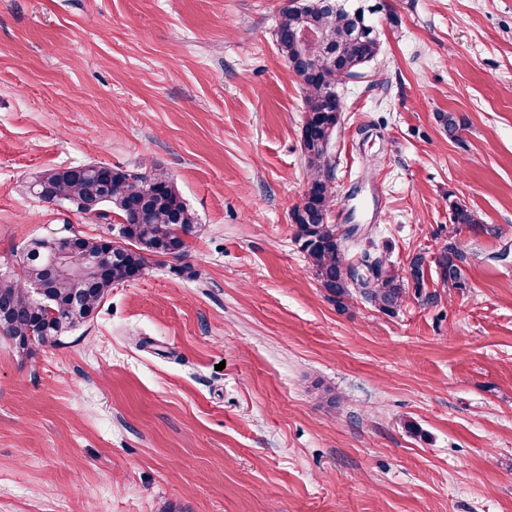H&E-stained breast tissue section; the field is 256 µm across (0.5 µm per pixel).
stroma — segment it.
<instances>
[{
	"instance_id": "1",
	"label": "stroma",
	"mask_w": 512,
	"mask_h": 512,
	"mask_svg": "<svg viewBox=\"0 0 512 512\" xmlns=\"http://www.w3.org/2000/svg\"><path fill=\"white\" fill-rule=\"evenodd\" d=\"M287 3L0 0V270L117 236L32 196L51 168L164 173L200 227L191 274L152 258L60 344L0 338V512H512V0H366L329 221L401 268L452 234L469 256L466 290L393 315L337 311L294 241ZM449 208L450 222L454 226V231H458L461 227H466L469 230L484 231V224H479L473 211H471L466 205L454 201L450 203Z\"/></svg>"
}]
</instances>
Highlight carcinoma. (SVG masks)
I'll return each mask as SVG.
<instances>
[{"label": "carcinoma", "mask_w": 512, "mask_h": 512, "mask_svg": "<svg viewBox=\"0 0 512 512\" xmlns=\"http://www.w3.org/2000/svg\"><path fill=\"white\" fill-rule=\"evenodd\" d=\"M371 27L369 17L357 18L349 10L336 11L319 7L303 15L285 7L275 32L279 53L297 77L305 92L300 130V149L307 170L311 196L304 206L291 211L294 239L317 280L330 300L346 309L358 296L373 303L385 314H394L404 303L409 288L424 296L428 304L438 302L435 293L422 294L426 287V257L415 254L410 260L413 270L404 271L391 264L388 256L363 251L357 261L364 265L363 275L352 285L345 270L351 264L349 252L355 245L358 228L340 232L339 225L327 222L335 204L331 185L332 163L322 148L332 128L336 127V105L326 97L336 85V75L347 70L352 78L361 77L360 69L374 60L380 50L376 37L357 34L359 23ZM308 25L322 40L310 47L314 56L313 73L299 71L304 46L295 38ZM438 122L454 139L466 126L465 118L440 112ZM33 192L41 201L81 210L83 204L100 201V210L110 208L120 218L119 237L124 247L109 258L107 271L96 278L77 284L73 279L53 274L49 267L56 254L57 239L49 236L32 240L19 256V272L0 273V336L10 340L19 351L33 343L56 344L60 337L87 323L98 313L112 286L136 280L149 269V259L164 255L180 261L186 257L187 238L196 234L197 221L175 183L156 172L132 174L119 168L91 163L78 169L71 167L45 172L35 181ZM450 222L494 236L500 232L478 222L466 205L450 203ZM73 262L79 264L101 255L105 238L72 235ZM447 256L435 266L437 279L445 288H467L468 253L461 241L450 238L444 245ZM42 286L47 300L34 301L31 291Z\"/></svg>", "instance_id": "cac0c4a2"}]
</instances>
